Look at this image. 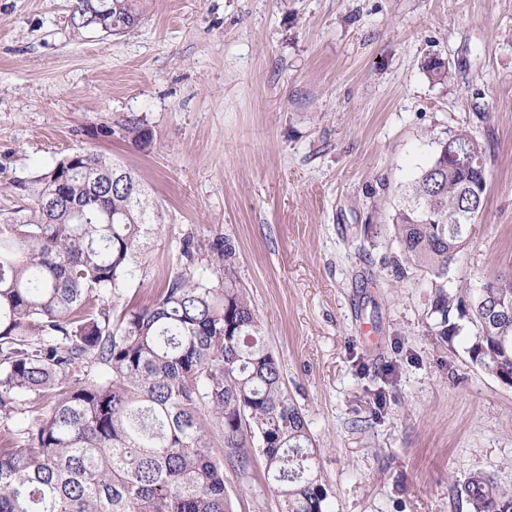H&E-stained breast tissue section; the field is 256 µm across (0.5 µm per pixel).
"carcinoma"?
Returning a JSON list of instances; mask_svg holds the SVG:
<instances>
[{
	"label": "carcinoma",
	"instance_id": "1",
	"mask_svg": "<svg viewBox=\"0 0 512 512\" xmlns=\"http://www.w3.org/2000/svg\"><path fill=\"white\" fill-rule=\"evenodd\" d=\"M102 8L120 34L143 20L146 0H76L73 31L93 29ZM119 129L150 138L138 118ZM451 138L458 157L438 143L402 193L395 263L435 280V335L472 326L471 362L504 378L512 375V272L452 292L443 282L487 188L483 142L467 129ZM17 187L34 200L0 223V512H228L224 462L244 475L255 451L281 512H326L309 420L233 277L230 240L214 245L224 259L220 286L181 273L114 323L102 303L118 298L140 266V239L161 223L138 177L75 151ZM90 362L107 376L91 375ZM44 395L49 407L15 437L8 421L21 398ZM463 492L473 512H512V490L485 475H472Z\"/></svg>",
	"mask_w": 512,
	"mask_h": 512
}]
</instances>
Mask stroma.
<instances>
[{
  "label": "stroma",
  "mask_w": 512,
  "mask_h": 512,
  "mask_svg": "<svg viewBox=\"0 0 512 512\" xmlns=\"http://www.w3.org/2000/svg\"><path fill=\"white\" fill-rule=\"evenodd\" d=\"M75 3L0 0V219L73 151L132 170L163 223L121 308L184 271L217 285L231 240L329 512H471L476 473L512 488V386L472 364L471 331L436 336L432 278L396 271L392 228L401 187L466 128L487 192L448 285L512 268V0H150L119 36L75 34ZM129 117L149 142L117 135ZM224 481L232 512H280L261 456Z\"/></svg>",
  "instance_id": "35a3bbf8"
}]
</instances>
